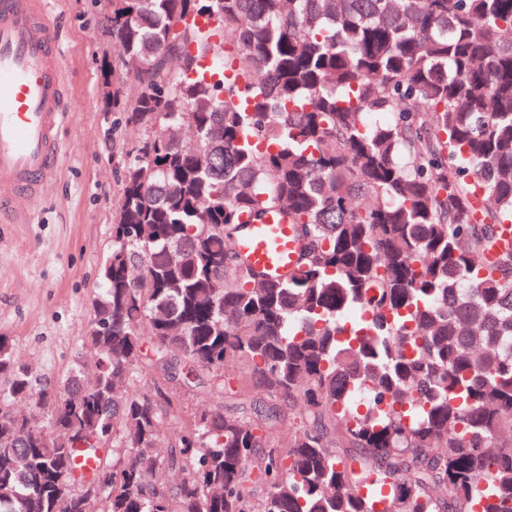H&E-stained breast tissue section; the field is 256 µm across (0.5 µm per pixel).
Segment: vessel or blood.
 Returning a JSON list of instances; mask_svg holds the SVG:
<instances>
[{"label": "vessel or blood", "mask_w": 512, "mask_h": 512, "mask_svg": "<svg viewBox=\"0 0 512 512\" xmlns=\"http://www.w3.org/2000/svg\"><path fill=\"white\" fill-rule=\"evenodd\" d=\"M55 43L42 0H0V184L11 186L16 216L40 196L60 152L68 94ZM237 248L274 275L296 256L290 226L272 221L251 225Z\"/></svg>", "instance_id": "b4317fda"}]
</instances>
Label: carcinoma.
<instances>
[{
	"label": "carcinoma",
	"instance_id": "1",
	"mask_svg": "<svg viewBox=\"0 0 512 512\" xmlns=\"http://www.w3.org/2000/svg\"><path fill=\"white\" fill-rule=\"evenodd\" d=\"M108 24L112 107L150 134L93 366L51 394L0 336V512H512V0ZM272 212L298 238L276 279L236 250Z\"/></svg>",
	"mask_w": 512,
	"mask_h": 512
}]
</instances>
